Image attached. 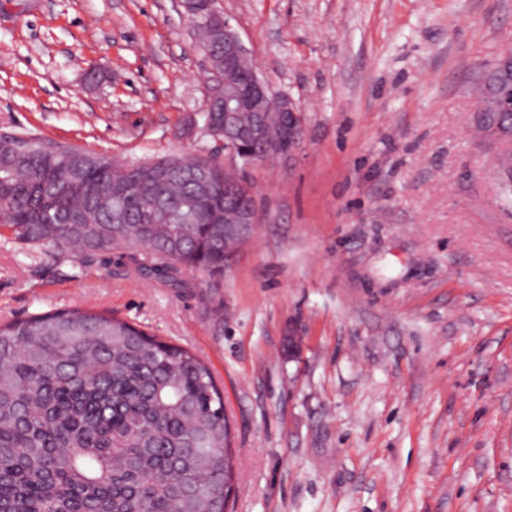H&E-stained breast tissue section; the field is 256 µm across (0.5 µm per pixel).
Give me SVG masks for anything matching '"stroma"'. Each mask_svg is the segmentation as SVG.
<instances>
[{"mask_svg":"<svg viewBox=\"0 0 512 512\" xmlns=\"http://www.w3.org/2000/svg\"><path fill=\"white\" fill-rule=\"evenodd\" d=\"M305 116L248 169L231 270L176 292L0 239V321L115 315L224 393L232 512H512V209L473 87L512 0H219ZM181 0H0V136L138 161L214 148ZM297 337L289 347V337Z\"/></svg>","mask_w":512,"mask_h":512,"instance_id":"35a3bbf8","label":"stroma"}]
</instances>
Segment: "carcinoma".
Returning a JSON list of instances; mask_svg holds the SVG:
<instances>
[{
	"instance_id": "1",
	"label": "carcinoma",
	"mask_w": 512,
	"mask_h": 512,
	"mask_svg": "<svg viewBox=\"0 0 512 512\" xmlns=\"http://www.w3.org/2000/svg\"><path fill=\"white\" fill-rule=\"evenodd\" d=\"M211 68L224 69L215 36ZM476 129L512 141V111L484 107ZM34 137L0 138V236L115 264L176 291L224 274L238 238L224 207L218 153L176 156L155 179L144 161ZM204 168L211 182L184 172ZM118 210L127 211L121 224ZM232 478L224 396L188 350L112 316L56 310L0 323V512H228Z\"/></svg>"
}]
</instances>
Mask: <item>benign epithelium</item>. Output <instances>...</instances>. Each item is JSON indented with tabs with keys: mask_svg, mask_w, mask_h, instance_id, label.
<instances>
[{
	"mask_svg": "<svg viewBox=\"0 0 512 512\" xmlns=\"http://www.w3.org/2000/svg\"><path fill=\"white\" fill-rule=\"evenodd\" d=\"M183 5L191 15L197 32L224 27V73H214L204 110L224 112V129L231 136L220 141L224 145V193L237 190L241 185V171L264 162V155L251 158V162L240 164L234 152V144L239 139L262 141L265 138V117L276 115L288 132V138L275 145L265 146L277 159H290L300 148L304 116L296 104L286 94L273 92L262 80L256 67L250 61L249 52L230 20L222 16L215 7V0H198ZM242 112L255 113V119L246 129L239 128ZM224 223L232 225V233L248 239L258 223V211L249 207L238 210Z\"/></svg>",
	"mask_w": 512,
	"mask_h": 512,
	"instance_id": "7a95c632",
	"label": "benign epithelium"
}]
</instances>
